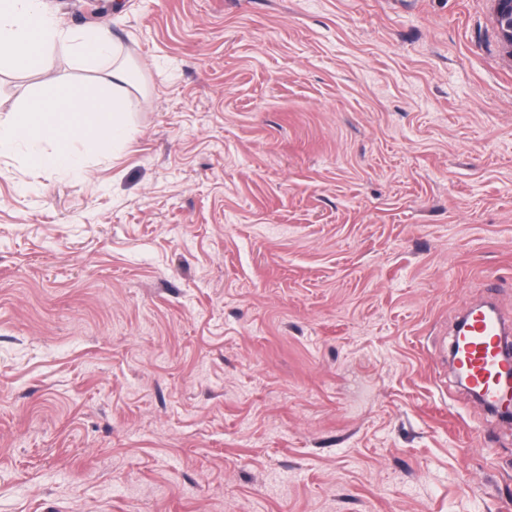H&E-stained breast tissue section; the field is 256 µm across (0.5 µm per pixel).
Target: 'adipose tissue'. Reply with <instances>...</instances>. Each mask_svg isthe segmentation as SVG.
Listing matches in <instances>:
<instances>
[{
  "label": "adipose tissue",
  "mask_w": 512,
  "mask_h": 512,
  "mask_svg": "<svg viewBox=\"0 0 512 512\" xmlns=\"http://www.w3.org/2000/svg\"><path fill=\"white\" fill-rule=\"evenodd\" d=\"M60 52L90 70L111 64L108 81L95 92L80 94L70 81L52 74ZM20 66L38 69L47 80L15 111L0 117V155L24 143L33 167L77 175L91 156L128 138L127 76L110 36L95 27H62L43 0H0V68Z\"/></svg>",
  "instance_id": "adipose-tissue-1"
}]
</instances>
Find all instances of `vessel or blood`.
Masks as SVG:
<instances>
[{
    "label": "vessel or blood",
    "mask_w": 512,
    "mask_h": 512,
    "mask_svg": "<svg viewBox=\"0 0 512 512\" xmlns=\"http://www.w3.org/2000/svg\"><path fill=\"white\" fill-rule=\"evenodd\" d=\"M504 331L505 324L500 317L470 313L468 326L462 332L461 350L455 359L456 365L469 375L473 387L491 403L501 397L498 381L503 361L499 338Z\"/></svg>",
    "instance_id": "vessel-or-blood-1"
}]
</instances>
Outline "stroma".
<instances>
[{"label": "stroma", "instance_id": "obj_1", "mask_svg": "<svg viewBox=\"0 0 512 512\" xmlns=\"http://www.w3.org/2000/svg\"><path fill=\"white\" fill-rule=\"evenodd\" d=\"M45 3L117 39L132 140L0 156V512H512L447 362L512 321L493 0Z\"/></svg>", "mask_w": 512, "mask_h": 512}]
</instances>
